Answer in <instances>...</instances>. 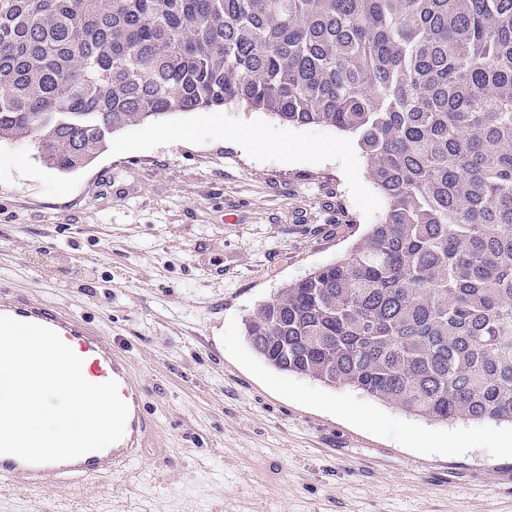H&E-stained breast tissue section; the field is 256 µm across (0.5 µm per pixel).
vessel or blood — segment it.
<instances>
[{"instance_id": "vessel-or-blood-1", "label": "vessel or blood", "mask_w": 512, "mask_h": 512, "mask_svg": "<svg viewBox=\"0 0 512 512\" xmlns=\"http://www.w3.org/2000/svg\"><path fill=\"white\" fill-rule=\"evenodd\" d=\"M0 315L56 331L82 358L83 372L99 383L117 381L122 399L129 407L126 433L119 442L104 450L57 463L31 464L13 455H0V481L23 473L34 487L43 489L73 477L98 478L130 469L140 459L154 423L145 412L140 388L131 378L125 353L85 319L47 301L24 295L1 298Z\"/></svg>"}]
</instances>
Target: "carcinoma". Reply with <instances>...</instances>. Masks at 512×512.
Listing matches in <instances>:
<instances>
[{
  "mask_svg": "<svg viewBox=\"0 0 512 512\" xmlns=\"http://www.w3.org/2000/svg\"><path fill=\"white\" fill-rule=\"evenodd\" d=\"M241 105L352 136L387 202L244 323L277 370L512 424V0H0V143L88 166Z\"/></svg>",
  "mask_w": 512,
  "mask_h": 512,
  "instance_id": "carcinoma-1",
  "label": "carcinoma"
}]
</instances>
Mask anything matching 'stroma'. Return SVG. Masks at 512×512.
I'll return each instance as SVG.
<instances>
[{
	"mask_svg": "<svg viewBox=\"0 0 512 512\" xmlns=\"http://www.w3.org/2000/svg\"><path fill=\"white\" fill-rule=\"evenodd\" d=\"M385 208L353 139L236 106L126 128L75 172L31 140L0 145V294L111 337L158 433L134 474L17 478L0 512H512L511 424L416 417L274 370L246 341L259 304Z\"/></svg>",
	"mask_w": 512,
	"mask_h": 512,
	"instance_id": "35a3bbf8",
	"label": "stroma"
}]
</instances>
